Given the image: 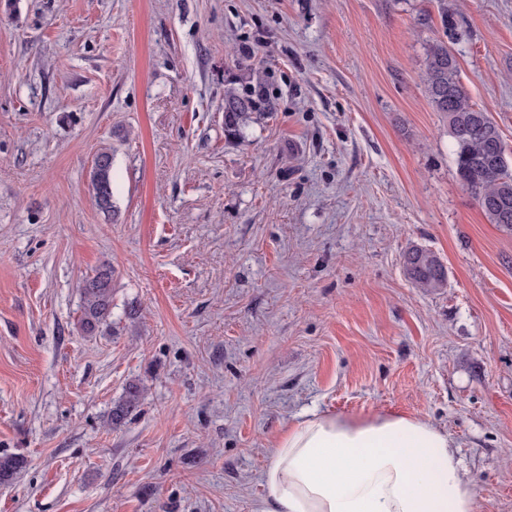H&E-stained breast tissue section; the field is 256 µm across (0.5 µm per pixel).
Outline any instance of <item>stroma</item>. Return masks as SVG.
<instances>
[{"mask_svg": "<svg viewBox=\"0 0 512 512\" xmlns=\"http://www.w3.org/2000/svg\"><path fill=\"white\" fill-rule=\"evenodd\" d=\"M441 5L0 0V455L27 461L0 512H264L271 445L312 409L429 419L476 512H512V230L429 102ZM445 5L512 159V0ZM245 64L276 109L228 138ZM414 247L444 288L407 277ZM105 264L88 335L80 284ZM134 380L138 413L108 426ZM112 154L102 151L94 160L91 174V186L98 207L103 212H112ZM424 250V249H423ZM427 255L421 257L419 248L412 249L405 257V272L408 278L418 287L426 291L444 288L447 272L434 253L424 250ZM431 260H428V257ZM81 330L93 335L107 324L112 313V267L103 265L87 275L81 285Z\"/></svg>", "mask_w": 512, "mask_h": 512, "instance_id": "obj_1", "label": "stroma"}]
</instances>
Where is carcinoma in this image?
<instances>
[{"label":"carcinoma","mask_w":512,"mask_h":512,"mask_svg":"<svg viewBox=\"0 0 512 512\" xmlns=\"http://www.w3.org/2000/svg\"><path fill=\"white\" fill-rule=\"evenodd\" d=\"M444 38L428 44L425 83L433 109L448 121V135L455 145L456 173L462 186L478 201L489 223L512 229V163H503L501 132L490 112L471 103L460 81L457 61L449 44L459 40L454 13L443 8ZM274 111L273 102L256 89L231 84L224 89V133L244 137L249 115ZM112 153L102 151L94 160L91 186L98 207L112 211ZM405 272L419 288L436 291L445 286L447 272L434 253L422 257L413 249L405 257ZM81 330L93 335L107 324L112 310V266L104 265L86 276L81 285ZM145 388L131 382L123 398L109 413V424L120 425L136 413ZM26 467L22 456H0V483H9Z\"/></svg>","instance_id":"carcinoma-1"}]
</instances>
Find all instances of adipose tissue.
Wrapping results in <instances>:
<instances>
[{
    "instance_id": "adipose-tissue-1",
    "label": "adipose tissue",
    "mask_w": 512,
    "mask_h": 512,
    "mask_svg": "<svg viewBox=\"0 0 512 512\" xmlns=\"http://www.w3.org/2000/svg\"><path fill=\"white\" fill-rule=\"evenodd\" d=\"M274 512H475L453 438L400 413L307 412L274 443L263 473Z\"/></svg>"
}]
</instances>
